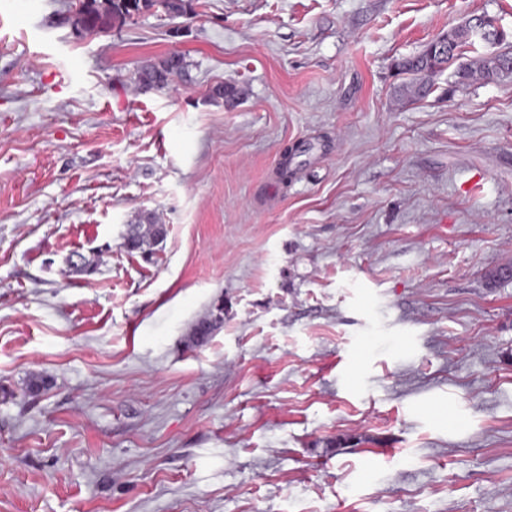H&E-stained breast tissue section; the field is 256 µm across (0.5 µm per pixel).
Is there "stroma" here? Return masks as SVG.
<instances>
[{
	"label": "stroma",
	"instance_id": "35a3bbf8",
	"mask_svg": "<svg viewBox=\"0 0 512 512\" xmlns=\"http://www.w3.org/2000/svg\"><path fill=\"white\" fill-rule=\"evenodd\" d=\"M191 5L0 0V512H512V74L393 68L512 0ZM155 7L172 18L191 11L190 0H78L72 26L84 34L103 33ZM446 34L449 44L443 54L438 52L437 44L429 42L417 54L395 62L397 74L404 76V80L395 90L398 99L416 100L429 95L434 89L436 77L459 59L463 46L472 42L469 37V24L454 27ZM185 68V61L178 53L150 61L134 72V83L138 90L150 91L170 87ZM166 224H163L155 213H144L137 224H131L123 247L130 253H141L144 256L152 254L151 247L165 239ZM223 323L224 299L220 298L213 303L208 312L193 325L190 335L186 336L184 340V344L187 347L193 348L201 347L205 342L209 343L214 333ZM201 336L206 337L203 339ZM207 336H209V338Z\"/></svg>",
	"mask_w": 512,
	"mask_h": 512
}]
</instances>
